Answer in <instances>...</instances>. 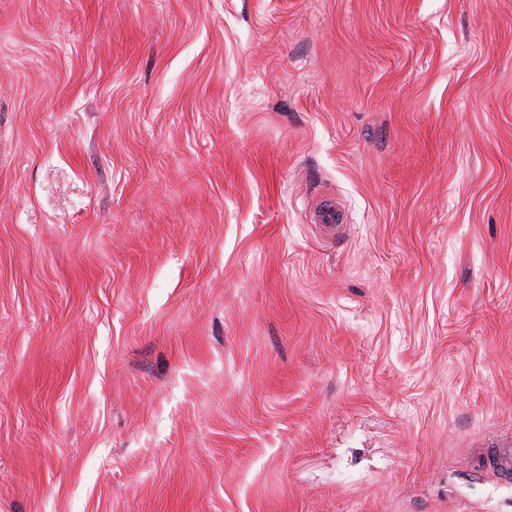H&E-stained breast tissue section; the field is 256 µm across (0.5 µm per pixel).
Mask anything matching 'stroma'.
<instances>
[{
    "mask_svg": "<svg viewBox=\"0 0 512 512\" xmlns=\"http://www.w3.org/2000/svg\"><path fill=\"white\" fill-rule=\"evenodd\" d=\"M511 432L512 0H0V512H512ZM315 216V223L325 229L333 231V234H335V231L337 233L340 230V224L344 221L343 213L335 203H328L317 207ZM486 455L484 466L503 478L512 476V435L494 444Z\"/></svg>",
    "mask_w": 512,
    "mask_h": 512,
    "instance_id": "stroma-1",
    "label": "stroma"
}]
</instances>
